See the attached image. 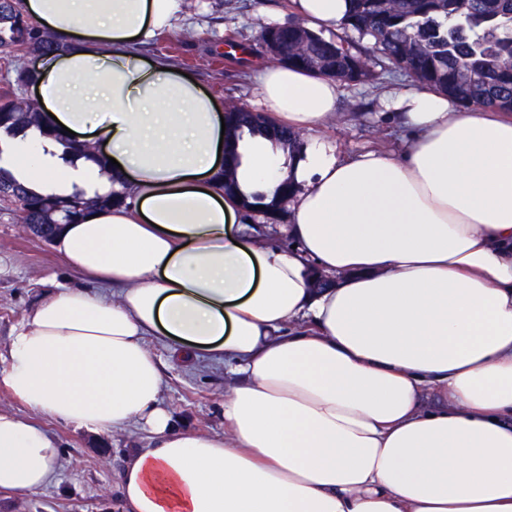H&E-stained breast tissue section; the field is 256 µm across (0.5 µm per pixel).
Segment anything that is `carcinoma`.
I'll use <instances>...</instances> for the list:
<instances>
[{
	"label": "carcinoma",
	"instance_id": "obj_1",
	"mask_svg": "<svg viewBox=\"0 0 512 512\" xmlns=\"http://www.w3.org/2000/svg\"><path fill=\"white\" fill-rule=\"evenodd\" d=\"M352 15L342 24L344 34L326 38L303 25L264 28L258 47L244 46L240 62L266 58L289 66L329 75L340 82H366L374 78L367 63L373 53L375 65L388 72L403 73L418 84L432 86L464 107L498 108L512 111V37L503 34L512 27V0H354ZM275 32L288 48V60L274 55L268 36ZM368 40L371 47L361 44ZM57 48L55 38L21 10L20 0H0V49L39 57ZM236 113L235 129L247 128L262 134L293 156L301 143L294 132L274 128L250 110L236 103L228 105ZM0 128L24 132L34 130L49 135L37 103H24L18 97L0 99ZM75 158L100 167L106 160L79 144H67ZM236 153L224 164V190L238 188ZM0 189L13 193L12 202L22 224H52L58 219L54 208L70 214L69 222L81 215L82 206L121 204L124 196L113 191L101 197L76 192L69 197L38 195L26 189L9 174L0 172ZM293 184L282 182L272 201L255 192L243 198L244 207L272 214L276 202L289 198Z\"/></svg>",
	"mask_w": 512,
	"mask_h": 512
}]
</instances>
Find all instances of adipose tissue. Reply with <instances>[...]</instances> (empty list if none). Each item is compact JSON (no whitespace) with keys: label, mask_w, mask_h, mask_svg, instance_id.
<instances>
[{"label":"adipose tissue","mask_w":512,"mask_h":512,"mask_svg":"<svg viewBox=\"0 0 512 512\" xmlns=\"http://www.w3.org/2000/svg\"><path fill=\"white\" fill-rule=\"evenodd\" d=\"M351 0H288L336 31ZM60 48L34 73L46 126L99 142L109 177L56 142L0 163L38 194L123 192L50 242L99 288L33 302L0 348V387L95 435L150 442L120 470L124 512H512V113L435 88L385 90L410 136L396 152L294 158L223 131V106L140 45L184 0H24ZM270 124L336 114L331 77L266 66ZM240 155L224 189L220 140ZM291 181V246L250 228L242 196ZM332 280L315 288L314 272ZM156 336L223 363L224 434L178 427ZM57 439L0 412V489L54 482Z\"/></svg>","instance_id":"adipose-tissue-1"}]
</instances>
